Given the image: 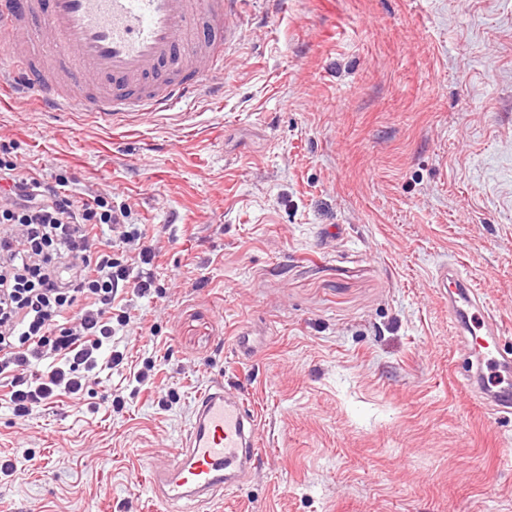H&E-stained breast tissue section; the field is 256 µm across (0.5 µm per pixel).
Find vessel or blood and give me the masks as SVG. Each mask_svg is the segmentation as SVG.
Wrapping results in <instances>:
<instances>
[{
    "instance_id": "obj_1",
    "label": "vessel or blood",
    "mask_w": 512,
    "mask_h": 512,
    "mask_svg": "<svg viewBox=\"0 0 512 512\" xmlns=\"http://www.w3.org/2000/svg\"><path fill=\"white\" fill-rule=\"evenodd\" d=\"M239 0H0V85L45 110L163 112L221 72ZM456 335L474 349L457 385L488 410L512 413V351L479 290L456 267L437 270ZM259 419L223 383L198 396L175 465H155L156 499L173 506L237 487L257 464Z\"/></svg>"
}]
</instances>
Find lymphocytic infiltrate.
<instances>
[{
	"instance_id": "lymphocytic-infiltrate-1",
	"label": "lymphocytic infiltrate",
	"mask_w": 512,
	"mask_h": 512,
	"mask_svg": "<svg viewBox=\"0 0 512 512\" xmlns=\"http://www.w3.org/2000/svg\"><path fill=\"white\" fill-rule=\"evenodd\" d=\"M127 207L101 195L77 196L62 174H26L12 146L0 145V388L16 418L57 402L81 398L117 327V296L152 291L145 265L153 246L137 256H112L111 232L143 237L128 223Z\"/></svg>"
}]
</instances>
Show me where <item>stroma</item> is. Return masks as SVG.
<instances>
[{"label":"stroma","mask_w":512,"mask_h":512,"mask_svg":"<svg viewBox=\"0 0 512 512\" xmlns=\"http://www.w3.org/2000/svg\"><path fill=\"white\" fill-rule=\"evenodd\" d=\"M237 27L173 111L0 106L25 168L111 195L158 251L123 366L25 420L0 400V512H162L151 465L216 381L260 457L184 512H512V414L456 388L434 282L459 264L512 348V0H246Z\"/></svg>","instance_id":"35a3bbf8"}]
</instances>
